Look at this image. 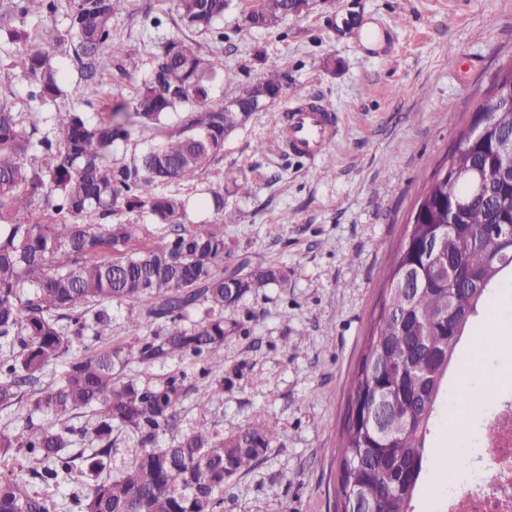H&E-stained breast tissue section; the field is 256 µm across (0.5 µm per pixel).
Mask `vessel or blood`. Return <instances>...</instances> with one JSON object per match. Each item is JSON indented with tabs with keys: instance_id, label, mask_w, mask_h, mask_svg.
I'll use <instances>...</instances> for the list:
<instances>
[{
	"instance_id": "b4317fda",
	"label": "vessel or blood",
	"mask_w": 512,
	"mask_h": 512,
	"mask_svg": "<svg viewBox=\"0 0 512 512\" xmlns=\"http://www.w3.org/2000/svg\"><path fill=\"white\" fill-rule=\"evenodd\" d=\"M283 113L279 142L290 153L315 161L334 146L340 133L338 116L315 99L291 100Z\"/></svg>"
}]
</instances>
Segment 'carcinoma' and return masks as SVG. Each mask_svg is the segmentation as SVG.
<instances>
[{"label":"carcinoma","instance_id":"cac0c4a2","mask_svg":"<svg viewBox=\"0 0 512 512\" xmlns=\"http://www.w3.org/2000/svg\"><path fill=\"white\" fill-rule=\"evenodd\" d=\"M58 0H7L0 30L18 37L15 24L33 13L52 16ZM126 0H69L67 26L38 35L46 45L23 59L36 106L16 111L11 92L0 91V409L27 413L20 430H0V512H56L47 489L71 485L75 512H224V486L251 470L271 447L277 430L256 420L229 437L205 418L180 431L181 409L192 375L173 372L158 382L126 373L132 362L190 359L209 381L211 396H224L226 313L248 294L285 280L272 266L240 258L224 270V189L208 190L202 205L211 224L186 225L189 199L164 194L169 181L191 182L224 151L229 133L279 96L288 66L283 61L230 101L211 97L224 62L206 56L188 34H224L215 27L229 0H176L179 33L153 54L152 78L130 103L107 106V118L90 122L79 108L46 118L37 105L63 94L61 71L47 46L67 41L87 85L101 84L112 48V16ZM306 0H260L245 18L250 28L277 26ZM493 90L500 104L479 142L463 131L456 146L417 200L391 261L382 312L367 351L350 381V404L338 449L335 512H356L358 498L372 512H415L414 498L428 470V448L438 425L448 367L467 326L485 307L501 274L512 272V240L484 237L482 228L512 219V184L501 183L502 161L491 143L512 135V65ZM172 112L185 113L166 127ZM53 120L43 132L40 126ZM163 129L162 141L128 160L112 157L131 130ZM477 166L497 208L475 202L448 223V206L472 196L456 168ZM146 210L161 225L143 234L125 214ZM439 238L436 259L425 243ZM450 264L469 277L449 315ZM236 277L235 287L224 284ZM413 277L415 292L399 287ZM113 303L137 304L141 318L128 325L129 341L91 351L85 340L112 335ZM66 369L51 371L60 362ZM93 420L69 424L81 410ZM56 418L37 426L32 416ZM138 439L131 462L107 473L118 436ZM169 435L162 446L159 437ZM88 443L76 452L75 437ZM42 489H35V485Z\"/></svg>","mask_w":512,"mask_h":512}]
</instances>
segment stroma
Listing matches in <instances>:
<instances>
[{
    "label": "stroma",
    "instance_id": "obj_1",
    "mask_svg": "<svg viewBox=\"0 0 512 512\" xmlns=\"http://www.w3.org/2000/svg\"><path fill=\"white\" fill-rule=\"evenodd\" d=\"M272 30L247 28L257 0H231L219 28L197 37L221 46L224 78L215 100L239 95L280 62L288 77L273 104L224 142L194 184L167 193L190 198L188 221H213L199 206L205 189H224L226 270L241 254L276 265L285 282L242 300L224 340L222 398L195 380L182 427L207 418L233 434L250 422L276 424L271 448L224 488V512H333L350 381L385 299L389 258L432 173L512 65V0H308ZM161 26H153V17ZM175 0H127L112 19V48L101 86L88 88L69 43L55 46L66 96L97 121L104 102L131 101L152 72V50L176 34ZM23 45L0 37V84L27 111L31 89ZM312 94L340 120L335 145L317 162L269 140L289 99ZM498 390L466 413L460 443L476 458L488 412L512 400V277L473 320L448 372L456 390L471 376Z\"/></svg>",
    "mask_w": 512,
    "mask_h": 512
}]
</instances>
